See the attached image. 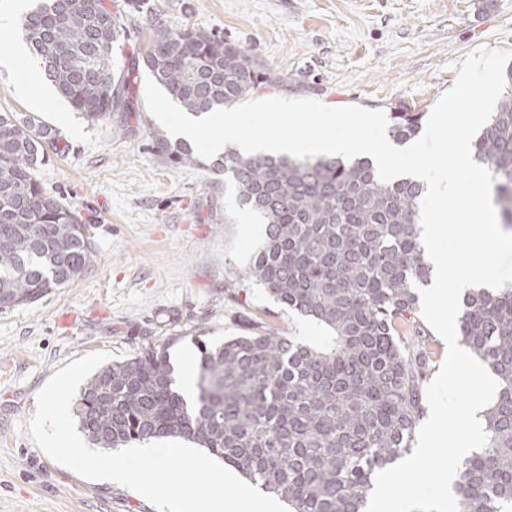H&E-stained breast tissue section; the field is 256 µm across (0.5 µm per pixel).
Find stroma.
Returning a JSON list of instances; mask_svg holds the SVG:
<instances>
[{"instance_id": "obj_1", "label": "stroma", "mask_w": 512, "mask_h": 512, "mask_svg": "<svg viewBox=\"0 0 512 512\" xmlns=\"http://www.w3.org/2000/svg\"><path fill=\"white\" fill-rule=\"evenodd\" d=\"M125 30L118 59L140 56L155 28L178 25L224 38L285 78L272 96L331 107L406 106L431 112L480 48L512 54V0H109ZM148 73L131 76L140 112L90 122L48 91L38 63L0 38V110L38 113L66 150L37 176L48 193L96 225V257L68 285L0 310V512H157L136 491L86 479L44 454L19 428L55 371L106 351L125 359L148 344L171 358L274 331L323 346L328 331L268 298L243 275L265 227L241 212L223 176L171 166L145 102Z\"/></svg>"}]
</instances>
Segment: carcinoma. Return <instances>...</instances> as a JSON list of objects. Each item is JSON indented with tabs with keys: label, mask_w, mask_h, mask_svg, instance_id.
<instances>
[{
	"label": "carcinoma",
	"mask_w": 512,
	"mask_h": 512,
	"mask_svg": "<svg viewBox=\"0 0 512 512\" xmlns=\"http://www.w3.org/2000/svg\"><path fill=\"white\" fill-rule=\"evenodd\" d=\"M29 52L72 108L91 121L138 111L132 69L118 63L120 26L108 0H38L21 21ZM144 68L199 116L232 107L282 78L242 47L204 31L156 30ZM473 158L493 176L494 203L512 226V66ZM389 137L404 145L425 113L392 107ZM175 164H200L191 145L158 138ZM58 150L35 115L0 113V308L35 303L81 276L95 225L48 195L36 169ZM265 224L246 277L277 303L331 333L325 347L274 333L210 345L194 397L177 387L166 346L105 365L76 398L88 442L104 450L182 438L234 466L292 512H366L376 472L410 453L424 413L433 349L417 323L432 266L419 222L423 185L382 182L369 160L291 158L227 150L209 162ZM462 343L498 382L484 413L486 443L458 465L459 512H512V288L461 295Z\"/></svg>",
	"instance_id": "1"
}]
</instances>
